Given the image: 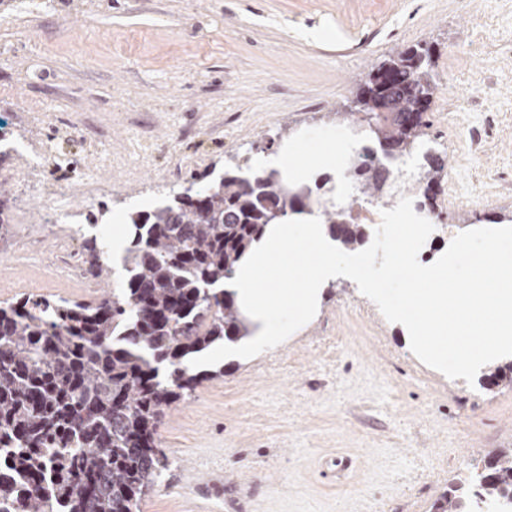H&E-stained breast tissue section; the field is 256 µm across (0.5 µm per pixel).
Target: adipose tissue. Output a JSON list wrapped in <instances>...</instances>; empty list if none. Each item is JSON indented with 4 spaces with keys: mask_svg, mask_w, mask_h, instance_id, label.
I'll return each instance as SVG.
<instances>
[{
    "mask_svg": "<svg viewBox=\"0 0 512 512\" xmlns=\"http://www.w3.org/2000/svg\"><path fill=\"white\" fill-rule=\"evenodd\" d=\"M335 152L325 149H305L296 141L284 142L277 154L253 158L251 164L260 170L275 169L298 183L315 180L327 167L335 165Z\"/></svg>",
    "mask_w": 512,
    "mask_h": 512,
    "instance_id": "ef3b65f1",
    "label": "adipose tissue"
}]
</instances>
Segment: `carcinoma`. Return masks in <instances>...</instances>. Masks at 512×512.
Returning a JSON list of instances; mask_svg holds the SVG:
<instances>
[{
  "label": "carcinoma",
  "instance_id": "cac0c4a2",
  "mask_svg": "<svg viewBox=\"0 0 512 512\" xmlns=\"http://www.w3.org/2000/svg\"><path fill=\"white\" fill-rule=\"evenodd\" d=\"M438 90L431 49L409 46L371 68L352 98L358 121L376 115L371 143L406 154L424 140ZM444 169L429 153L412 182L395 186L366 158L347 169L344 201L327 176L312 189L287 186L274 171L251 180L227 171L130 215L121 288L92 302L28 296L0 306V512H137L168 470L158 426L202 377L190 361L247 337L224 284L265 226L318 209L342 247L356 251L366 227L345 223L349 212L373 199L391 203L401 190L427 205ZM83 248L84 273L109 278L107 237L86 238ZM476 495L512 498V452L487 463Z\"/></svg>",
  "mask_w": 512,
  "mask_h": 512
}]
</instances>
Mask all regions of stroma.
I'll list each match as a JSON object with an SVG mask.
<instances>
[{
  "instance_id": "35a3bbf8",
  "label": "stroma",
  "mask_w": 512,
  "mask_h": 512,
  "mask_svg": "<svg viewBox=\"0 0 512 512\" xmlns=\"http://www.w3.org/2000/svg\"><path fill=\"white\" fill-rule=\"evenodd\" d=\"M417 44L441 82L435 133L464 106L481 152L448 154L439 212L458 228L511 216L512 0H0V304L95 299L53 262L81 254L93 211L151 209L298 132L335 148L351 88ZM73 160L105 187L75 233L33 199L45 165ZM18 167L27 188L4 178ZM223 365L163 418L170 468L140 512H433L512 450V382L426 366L342 277L302 333ZM339 455L336 484L320 470Z\"/></svg>"
}]
</instances>
